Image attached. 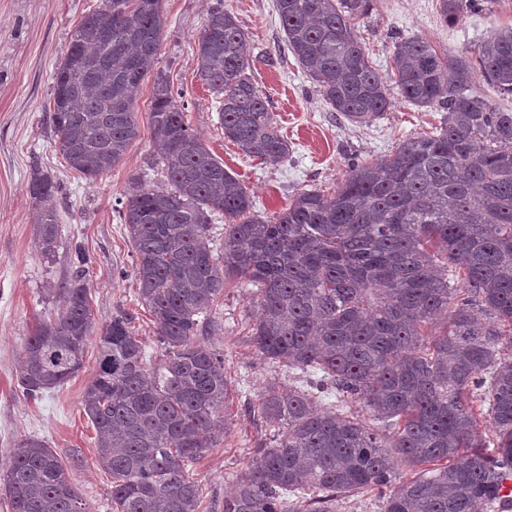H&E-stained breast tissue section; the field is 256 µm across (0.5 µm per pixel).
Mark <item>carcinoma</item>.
<instances>
[{"mask_svg": "<svg viewBox=\"0 0 512 512\" xmlns=\"http://www.w3.org/2000/svg\"><path fill=\"white\" fill-rule=\"evenodd\" d=\"M374 0H276L288 50L335 112L356 123L395 98L444 110L438 131L411 135L374 162L349 166L335 193H298L272 217L184 121L157 77L151 135L166 181L137 184L121 219L136 254L138 296L161 356L151 361L121 311L95 325L85 269L63 304L24 343L17 375L35 399L76 377L96 337L97 373L82 409L109 475L112 512H200L189 467L215 447L230 382L206 342L215 301L232 279L254 287L251 343L301 371L305 385L270 386L258 411L271 444L224 498L222 512H335L371 493L382 512H509L512 476V110L474 90L512 96V27L473 55L439 54L422 36L394 42L392 75L357 34ZM484 0H440L444 21ZM163 0H100L53 73L50 122L69 166L92 181L140 136L133 105L164 35ZM247 34L219 5L197 41L196 76L217 100L224 138L265 164L288 141L247 74ZM58 187L42 174L36 199ZM224 216V248L212 216ZM50 256L56 212L37 215ZM358 400L372 424L345 410ZM491 438L482 437V430ZM406 463L416 476L397 477ZM11 512H88L61 453L38 437L15 444L3 476Z\"/></svg>", "mask_w": 512, "mask_h": 512, "instance_id": "obj_1", "label": "carcinoma"}]
</instances>
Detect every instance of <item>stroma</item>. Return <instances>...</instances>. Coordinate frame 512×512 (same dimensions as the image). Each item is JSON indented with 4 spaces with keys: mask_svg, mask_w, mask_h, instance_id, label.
I'll return each mask as SVG.
<instances>
[{
    "mask_svg": "<svg viewBox=\"0 0 512 512\" xmlns=\"http://www.w3.org/2000/svg\"><path fill=\"white\" fill-rule=\"evenodd\" d=\"M99 2L0 0V471L18 440L42 438L65 456L90 512H111L110 478L96 464L95 430L81 406L97 367L96 342L87 346L83 371L63 386L29 399L17 385L26 338L60 308V290L80 263L87 269L96 324L127 312L147 354L159 353L155 326L137 295L135 253L119 217L135 182L158 186L163 180L161 170L151 165L156 153L151 137L153 77L145 79L135 99L140 137L120 163L93 182L59 152L47 112L55 65L84 16ZM219 3L236 14L248 35L250 76L288 142V157L277 165L245 156L225 140L215 101L196 76L195 42ZM163 9L166 27L156 74L179 93L186 124L249 188L262 215L286 208L310 187L334 193L349 163L383 158L405 136L429 133L440 125L442 110L401 100L362 125L333 112L287 52L274 0H165ZM496 25H512V0H495L492 9L465 13L452 25L441 20L439 0H374L358 33L370 63L387 74L394 36L420 35L439 53H458L475 50ZM37 171L58 186L50 201L29 192ZM47 205L55 209L60 225L50 257L41 253L36 226L38 212ZM250 292L245 280L230 281L212 310L222 329L210 342L223 351L231 383L228 425L190 474L207 501L219 504L245 476L256 449L271 438L272 427L257 411L259 394L267 385L290 383L287 370L263 361L250 341L257 313Z\"/></svg>",
    "mask_w": 512,
    "mask_h": 512,
    "instance_id": "obj_1",
    "label": "stroma"
}]
</instances>
